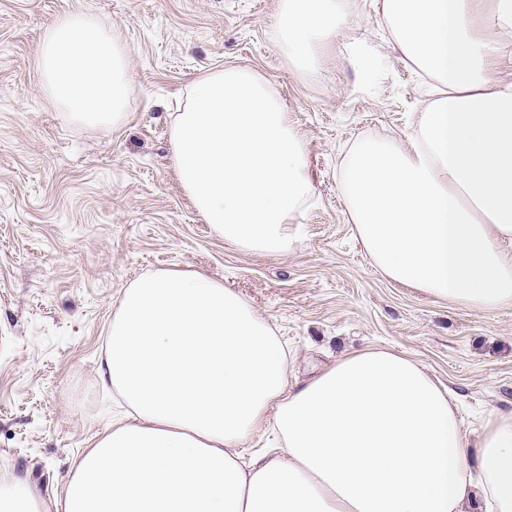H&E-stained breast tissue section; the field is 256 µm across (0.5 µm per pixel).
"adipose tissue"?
Wrapping results in <instances>:
<instances>
[{
  "mask_svg": "<svg viewBox=\"0 0 512 512\" xmlns=\"http://www.w3.org/2000/svg\"><path fill=\"white\" fill-rule=\"evenodd\" d=\"M398 52L440 87L407 141L356 139L338 182L353 231L387 280L491 313L512 304V81L494 78L512 0H379ZM342 0H278L273 39L319 70ZM50 103L87 129L129 118L130 48L85 13L36 48ZM173 170L212 232L280 257L305 236L315 195L308 144L257 72L213 70L170 131ZM99 379L123 412L74 466L55 512H512V412L476 441L448 390L416 360L342 352L297 389L270 322L207 275L162 269L124 289ZM274 427L277 453L239 450Z\"/></svg>",
  "mask_w": 512,
  "mask_h": 512,
  "instance_id": "1",
  "label": "adipose tissue"
}]
</instances>
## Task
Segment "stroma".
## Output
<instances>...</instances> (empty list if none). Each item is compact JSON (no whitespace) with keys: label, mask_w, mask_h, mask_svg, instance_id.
<instances>
[{"label":"stroma","mask_w":512,"mask_h":512,"mask_svg":"<svg viewBox=\"0 0 512 512\" xmlns=\"http://www.w3.org/2000/svg\"><path fill=\"white\" fill-rule=\"evenodd\" d=\"M348 22L319 72L287 63L277 0H0V482L27 477L52 502L73 462L112 420L98 364L129 282L156 269L222 280L271 321L291 353L289 384L345 350L380 347L419 363L454 395L476 439L512 411V306L484 314L398 286L369 263L338 188L355 139H406L435 94L388 40L378 0H343ZM123 29L131 115L85 129L37 92L36 45L60 15ZM376 48L372 84L348 47ZM241 67L283 97L304 134L316 190L303 244L246 253L203 224L170 161V124L203 73Z\"/></svg>","instance_id":"stroma-1"}]
</instances>
